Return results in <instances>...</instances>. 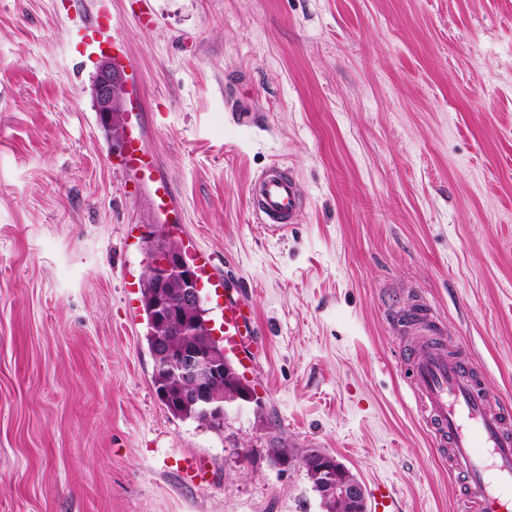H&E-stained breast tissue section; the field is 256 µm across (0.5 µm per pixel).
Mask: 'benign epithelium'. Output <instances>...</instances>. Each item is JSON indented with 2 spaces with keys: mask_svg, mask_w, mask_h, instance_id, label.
<instances>
[{
  "mask_svg": "<svg viewBox=\"0 0 512 512\" xmlns=\"http://www.w3.org/2000/svg\"><path fill=\"white\" fill-rule=\"evenodd\" d=\"M125 90L122 74L104 60L93 83V98L101 125L112 128L113 115L124 111ZM165 231L156 230L146 240V263L153 269L149 284L155 319L172 336H193L195 341L175 349L170 341L159 339L154 355L157 368L175 379L170 392L162 391L163 400L173 407L191 405L215 423H224L230 414L252 409L255 416L263 413L262 403L246 388L216 387L224 378V349L218 348L219 338H197L193 318L187 311L200 301V283L197 271L179 253L164 245ZM178 286L177 297H171L170 287ZM178 322L179 330L171 328ZM282 470L302 469L317 493L321 512H366L363 486L355 474L340 464L336 457L319 448H303L279 457Z\"/></svg>",
  "mask_w": 512,
  "mask_h": 512,
  "instance_id": "7a95c632",
  "label": "benign epithelium"
}]
</instances>
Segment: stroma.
<instances>
[{
    "label": "stroma",
    "mask_w": 512,
    "mask_h": 512,
    "mask_svg": "<svg viewBox=\"0 0 512 512\" xmlns=\"http://www.w3.org/2000/svg\"><path fill=\"white\" fill-rule=\"evenodd\" d=\"M104 2L170 196L112 167L103 55L70 33L94 0H0V512H320L266 463L269 423L398 512H457L388 315L427 298L512 403V0H149L147 25ZM273 165L302 202L277 234L249 198ZM154 224L252 307L263 417L219 434L158 397ZM373 512H396V497L384 483L376 484L371 493Z\"/></svg>",
    "instance_id": "35a3bbf8"
}]
</instances>
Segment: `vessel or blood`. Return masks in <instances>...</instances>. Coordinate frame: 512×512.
<instances>
[{"label": "vessel or blood", "instance_id": "vessel-or-blood-1", "mask_svg": "<svg viewBox=\"0 0 512 512\" xmlns=\"http://www.w3.org/2000/svg\"><path fill=\"white\" fill-rule=\"evenodd\" d=\"M95 49L117 48L102 15L82 20ZM113 163L139 173H153L154 162L142 138L127 132ZM258 223L280 230L297 223L300 199L292 176L263 173L250 187ZM393 335L407 337L399 359L408 387L426 423L431 442L449 473L459 481L460 512H512V410L488 391L489 371L448 344L446 331L425 299L391 311ZM255 328L249 311L224 307V349L239 362L250 359L247 339ZM373 512H396V497L386 484L371 493Z\"/></svg>", "mask_w": 512, "mask_h": 512}]
</instances>
